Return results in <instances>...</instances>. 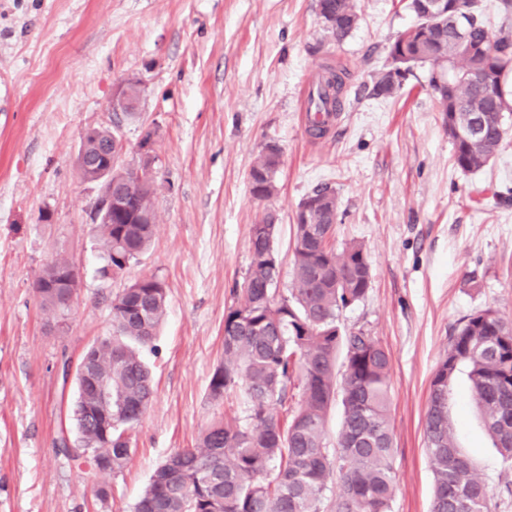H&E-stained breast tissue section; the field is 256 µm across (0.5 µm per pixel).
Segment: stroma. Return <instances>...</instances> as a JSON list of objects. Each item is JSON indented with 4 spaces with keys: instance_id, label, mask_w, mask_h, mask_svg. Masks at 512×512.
<instances>
[{
    "instance_id": "1",
    "label": "stroma",
    "mask_w": 512,
    "mask_h": 512,
    "mask_svg": "<svg viewBox=\"0 0 512 512\" xmlns=\"http://www.w3.org/2000/svg\"><path fill=\"white\" fill-rule=\"evenodd\" d=\"M359 26L330 40L317 0H0V512H134L155 470L194 448L217 415L244 420L241 396L213 404L208 385L224 360V312L250 265L252 224L271 214L291 288L300 201L327 186L338 197L337 246L361 244L366 297L340 315L392 362V512H430L433 473L424 422L433 375L461 319L496 310L512 321V134L485 169L465 174L415 67L400 93L380 97L374 77L395 38L417 22L407 0H358ZM346 70L340 123L310 137L302 120L310 73ZM142 79L138 121L124 124L123 160L155 133L157 224L124 276L98 274L93 211L100 189L75 167L81 135L109 125L113 87ZM282 150L277 190L254 199L247 173L266 144ZM486 196L485 205L473 200ZM47 221H40V213ZM67 261L79 288L53 319L34 281ZM161 280L167 314L140 355L155 398L117 472L78 465L74 375L84 352L112 330V301L143 276ZM456 441L474 460L492 512H512L505 468L472 405L465 376L448 398ZM106 496H99V489Z\"/></svg>"
}]
</instances>
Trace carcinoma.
Listing matches in <instances>:
<instances>
[{
    "label": "carcinoma",
    "instance_id": "obj_1",
    "mask_svg": "<svg viewBox=\"0 0 512 512\" xmlns=\"http://www.w3.org/2000/svg\"><path fill=\"white\" fill-rule=\"evenodd\" d=\"M330 37L339 42L360 21L355 0H317ZM408 8L418 23L391 44L386 70L375 77L378 96L397 94L418 65L429 66L428 87L448 81V96L437 99L453 145L454 164L473 174L498 154L512 119V31L493 35L481 17L479 0L429 16L418 0ZM131 104L140 101L141 81L122 82ZM345 82L333 67L310 93L309 102L337 103ZM137 112L113 113L112 125L95 128L80 145L81 177L104 184L86 157L108 142ZM482 121L480 133L457 141L456 131ZM280 156L265 149L249 171L251 195L276 191ZM131 196V211L95 225L102 258L122 275L149 246L155 224L154 180L133 179L130 168H112V193ZM338 204L327 187L298 205L293 240V288L277 294L279 263L272 217L251 228V262L235 301L224 314V363L209 386L218 404L240 391L247 404L245 423L213 418L199 445L172 453L135 504V512H324L325 492L338 481L342 493L332 512H390L395 493L394 435L388 416L391 360L386 349L359 329L346 330L341 312L362 301L371 284L364 248L333 244ZM69 263L56 260L37 276L34 288L42 308L62 318L59 289L50 287ZM167 292L162 281L145 276L129 284L112 302V334L84 354L101 384L112 394V427L91 414L97 395L78 390L74 419L77 448L62 439L64 452L100 472L124 467L132 452V432L154 399L153 377L135 346L148 347L165 318ZM466 374L470 394L486 434L512 466V322L491 309L475 313L457 327L430 389L424 435L434 474L431 512H491L488 490L468 454L458 446L448 414V393L458 374ZM301 389L294 397L293 389ZM341 396L336 447H328L327 417Z\"/></svg>",
    "mask_w": 512,
    "mask_h": 512
}]
</instances>
